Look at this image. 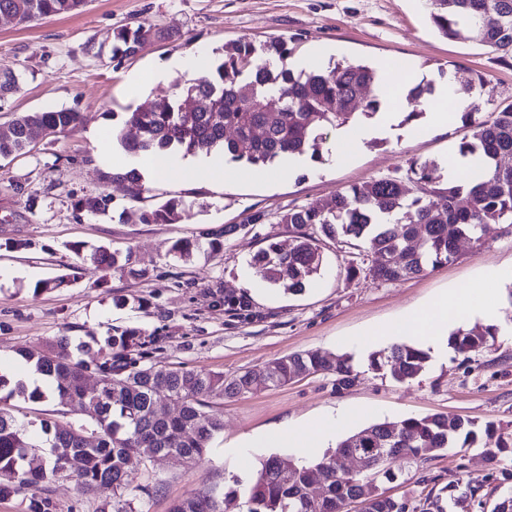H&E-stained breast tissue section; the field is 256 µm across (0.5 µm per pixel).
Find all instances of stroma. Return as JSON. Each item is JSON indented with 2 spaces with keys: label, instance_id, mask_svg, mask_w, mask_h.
I'll return each mask as SVG.
<instances>
[{
  "label": "stroma",
  "instance_id": "obj_1",
  "mask_svg": "<svg viewBox=\"0 0 512 512\" xmlns=\"http://www.w3.org/2000/svg\"><path fill=\"white\" fill-rule=\"evenodd\" d=\"M138 22L171 37L113 61L114 30ZM274 37L291 48L290 67L318 46L327 51V67L388 56L398 64L411 62L422 80L437 85L449 74L461 81L482 75L491 107L512 103V55L441 37L429 24L422 0H91L81 13L31 24L0 18V66L24 74L20 91L0 98V127L23 112L71 109L80 114L75 130L39 139L25 155L0 159V266L13 271L0 277V373L20 371L19 349L38 350L59 336L71 338L75 359L89 361L99 341L130 331L157 337L147 360L159 366L230 378L293 352L319 350L350 355L357 373L355 383L343 390L337 389L335 376L319 372L215 401L224 431L203 462L190 467L172 456L132 458L134 482L150 488L134 498L135 512H169L174 502L209 488L238 489L237 508L244 512L245 492L262 460L274 455L299 464L320 459L324 451L312 448L302 456L293 448H249L241 454L236 443L252 432L300 424L340 408L352 414L340 430L344 436L375 422L436 413L490 422L512 435V277L490 288L501 304L493 346L427 362L421 375L405 384L371 370L368 361L372 352L388 346L379 330L407 310L479 282L487 271L512 267V225H487L481 244L460 242L455 262L404 281L373 279L368 269L374 254L329 239L321 242L320 274L300 295L271 285L258 295L239 277L270 242H291L280 214L326 201L341 188L405 171L410 161L445 158L466 133L462 123L425 137L411 135L399 123L340 162L331 135L322 162L304 161L288 174L271 166L262 180L242 171L221 192L206 181L187 182L176 175L147 180L146 204L183 200L188 216L178 224L138 223L137 204L125 184L103 180L109 167L100 159L97 135L119 129L126 112L164 97L173 82L197 77L193 71L179 72L170 80L145 82L132 93V72L162 68L174 55L199 49L214 59L226 42L246 39L259 45ZM96 46L103 56H94ZM99 192L112 198L107 213L78 211V199ZM255 213L264 215L263 223H248ZM227 225L235 231L225 235L220 252L202 251L187 262L169 256L174 241L205 242ZM100 246L131 255V269L105 272L92 262H78V253ZM229 295L246 297L247 310L229 313L224 304ZM8 406L44 457L51 448L41 420L90 422L55 397L14 399ZM393 467L398 479L382 488L411 508L432 489L465 493L464 502L449 505L448 512H492L498 498L512 494V456H491L480 442L414 465L399 459ZM33 497L47 501L48 512H112L115 502L111 490L81 491L72 475L62 472L1 498L0 512H29Z\"/></svg>",
  "mask_w": 512,
  "mask_h": 512
}]
</instances>
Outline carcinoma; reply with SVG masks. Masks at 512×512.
Returning a JSON list of instances; mask_svg holds the SVG:
<instances>
[{
    "mask_svg": "<svg viewBox=\"0 0 512 512\" xmlns=\"http://www.w3.org/2000/svg\"><path fill=\"white\" fill-rule=\"evenodd\" d=\"M85 4L86 0H0V16L26 24L74 13ZM426 8L443 37L512 54V0H426ZM162 38L164 33L144 22L122 26L113 32L112 58L133 57ZM288 52L283 39L258 47L249 41L225 43L222 57L207 73L192 83H177L169 96L126 113L116 134L118 144L133 155L171 149L186 155L222 152L224 159L254 168L284 155L323 161L328 131L361 116L371 118L380 109L382 101L373 90L375 73L367 65L349 61L299 72L273 66L271 57L282 59ZM14 74V69L0 68V96L20 90ZM460 91L474 101L472 110L462 115L470 134L462 138L457 151L463 156L481 155L487 165L485 179L466 189L445 179L442 161L413 160L402 176L350 185L325 204L292 208L278 218L293 234L292 246L285 250L269 243L253 258L256 273L290 294L304 292L321 269L320 233L378 255L379 261L370 268L372 276L398 282L448 263V256L458 253L460 241L480 242L487 225L512 223V167L502 165L504 157L512 156V104L478 121L475 111L486 94L483 79L462 83ZM270 99L277 100V110L261 111L260 105ZM79 122V113L69 109L25 112L12 120L9 133L0 134V158L26 153L33 127L65 133ZM105 178L126 183L131 200L143 198V176L137 169ZM111 203V197L100 192L81 198L76 207L103 214ZM186 217V207L174 198L144 206L138 214L142 224H176ZM201 250L197 241L180 240L170 252L187 262ZM90 260L104 270L120 262L118 254L104 247L95 249ZM494 336L495 328L475 325L451 332L448 344L467 355L492 346ZM156 341L134 332L109 336L92 364L74 359L67 336L57 337L37 354L19 351L54 384L59 399L91 405L94 412L89 427L44 421L51 448V459L46 460L36 454L22 424L6 408L15 395L35 401L45 397L44 391L30 390L21 382L13 385L1 374L0 390L9 392L0 396V498L42 482L49 473L66 470L76 473L81 490L110 488L120 498L128 491H146L142 485H132L128 469L130 458L143 448L179 457L189 465L202 458L213 437L224 429L221 417L210 411L211 404L253 392L251 372L226 379L222 373L148 365L142 349ZM427 360L426 352L402 343L371 354L369 366L399 383H409L423 372ZM88 372L98 376L100 386H85ZM317 372L335 375L338 390L357 378L344 355L302 352L272 362L268 386H283ZM160 393L177 401L176 415L156 412ZM481 433L493 456L512 447L492 424L481 430L472 420L434 414L374 423L340 441L314 465L297 466L289 473L282 471L277 458L269 457L248 489L247 512H344L351 500L360 504V512H406L405 502L381 492L367 494L365 484L394 481L392 464L398 458L420 462L447 448L470 446ZM374 435L382 439L376 447ZM353 448L368 449L372 463L371 470L355 479L336 472V457ZM317 472L324 479L322 494L314 499L308 491ZM466 496L430 492L420 512H446L448 500L459 502ZM236 499L234 490L210 489L175 503L170 512H227Z\"/></svg>",
    "mask_w": 512,
    "mask_h": 512,
    "instance_id": "obj_1",
    "label": "carcinoma"
}]
</instances>
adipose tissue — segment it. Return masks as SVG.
<instances>
[{
	"label": "adipose tissue",
	"instance_id": "adipose-tissue-1",
	"mask_svg": "<svg viewBox=\"0 0 512 512\" xmlns=\"http://www.w3.org/2000/svg\"><path fill=\"white\" fill-rule=\"evenodd\" d=\"M379 76V91L388 100V107L379 114L380 129H389L395 124L403 106L401 89L410 87L415 81L408 68L397 67L390 59L376 62ZM145 166L158 174L180 173L185 179L203 178L216 187L225 184L224 161L214 156L190 157L174 151L161 156L144 158ZM477 317L493 325L499 321V308L495 301L486 298L477 290L468 288L453 295H444L428 305L411 312L402 321L385 329L387 339L398 336L421 337L424 346L434 359L443 361L448 357V332L465 318ZM338 422L337 416L330 415L321 421L297 429H273L245 436L241 442L244 448H273L288 444L293 448L304 449L333 440Z\"/></svg>",
	"mask_w": 512,
	"mask_h": 512
}]
</instances>
